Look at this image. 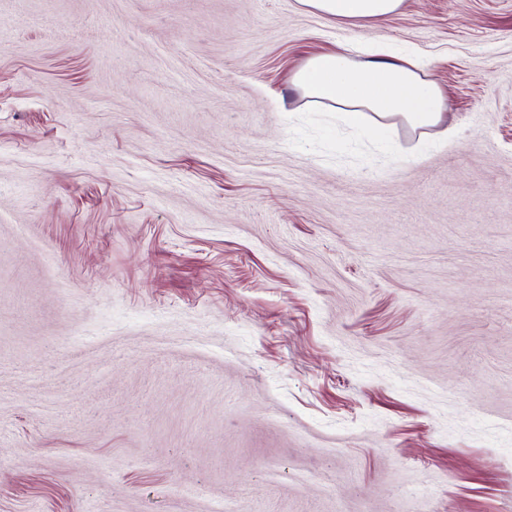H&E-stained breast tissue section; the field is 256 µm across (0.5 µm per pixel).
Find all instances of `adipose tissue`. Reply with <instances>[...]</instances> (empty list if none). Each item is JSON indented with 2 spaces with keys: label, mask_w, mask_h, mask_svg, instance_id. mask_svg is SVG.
Listing matches in <instances>:
<instances>
[{
  "label": "adipose tissue",
  "mask_w": 512,
  "mask_h": 512,
  "mask_svg": "<svg viewBox=\"0 0 512 512\" xmlns=\"http://www.w3.org/2000/svg\"><path fill=\"white\" fill-rule=\"evenodd\" d=\"M305 10L339 24L360 26L383 21L403 0H298ZM301 96L333 104L339 121L351 128L386 132L390 121L411 129L433 128L439 144L456 134L436 83L409 53L384 42L328 51L309 58L292 79Z\"/></svg>",
  "instance_id": "adipose-tissue-1"
}]
</instances>
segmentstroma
<instances>
[{
    "label": "stroma",
    "mask_w": 512,
    "mask_h": 512,
    "mask_svg": "<svg viewBox=\"0 0 512 512\" xmlns=\"http://www.w3.org/2000/svg\"><path fill=\"white\" fill-rule=\"evenodd\" d=\"M430 62L380 148L311 56ZM512 512V0H0V512ZM305 10L320 13L339 24L360 26L383 21L399 11L403 0H297Z\"/></svg>",
    "instance_id": "35a3bbf8"
}]
</instances>
